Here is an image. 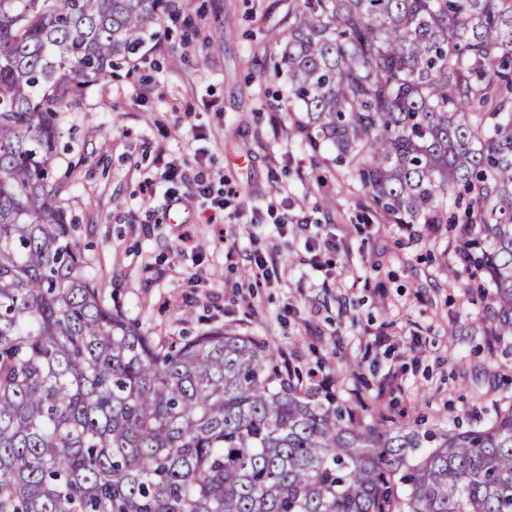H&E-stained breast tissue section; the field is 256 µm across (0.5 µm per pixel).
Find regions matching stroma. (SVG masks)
<instances>
[{
    "mask_svg": "<svg viewBox=\"0 0 512 512\" xmlns=\"http://www.w3.org/2000/svg\"><path fill=\"white\" fill-rule=\"evenodd\" d=\"M296 3L176 0L132 73L58 114L52 177L86 270L147 335L252 337L329 379L363 422H487L512 401V336L459 257V225L384 223L324 152L288 137L276 65ZM228 184L238 197L212 210Z\"/></svg>",
    "mask_w": 512,
    "mask_h": 512,
    "instance_id": "obj_1",
    "label": "stroma"
}]
</instances>
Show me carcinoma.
Returning <instances> with one entry per match:
<instances>
[{"label":"carcinoma","instance_id":"1","mask_svg":"<svg viewBox=\"0 0 512 512\" xmlns=\"http://www.w3.org/2000/svg\"><path fill=\"white\" fill-rule=\"evenodd\" d=\"M174 0H0V512H512V402L481 428L354 422L214 329L102 300L50 176L56 115ZM291 134L387 224H459L512 335V0H304ZM320 136H313V131Z\"/></svg>","mask_w":512,"mask_h":512}]
</instances>
